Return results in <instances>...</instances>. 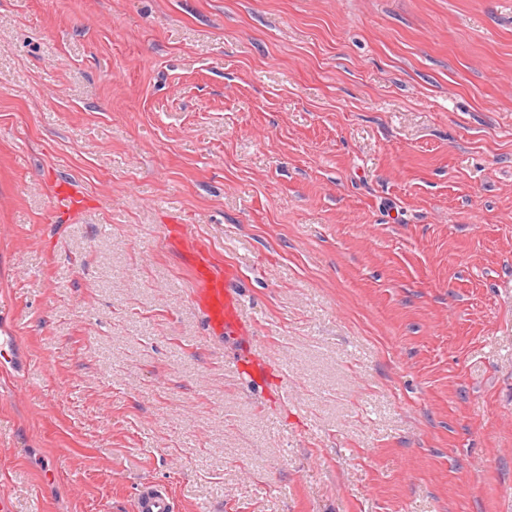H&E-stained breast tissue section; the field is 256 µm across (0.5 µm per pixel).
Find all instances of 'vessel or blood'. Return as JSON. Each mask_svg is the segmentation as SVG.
I'll use <instances>...</instances> for the list:
<instances>
[{
	"label": "vessel or blood",
	"instance_id": "vessel-or-blood-1",
	"mask_svg": "<svg viewBox=\"0 0 512 512\" xmlns=\"http://www.w3.org/2000/svg\"><path fill=\"white\" fill-rule=\"evenodd\" d=\"M176 235L186 245L187 261L193 270L197 287L193 302L205 313L213 331L230 336H247L251 326L242 314L241 299L234 286L238 276L232 265L217 267L207 248L195 244L187 227L177 226ZM17 349L14 337L0 329V364L11 368L14 378L24 372L17 366ZM134 512H176L172 491L161 483H143L136 490Z\"/></svg>",
	"mask_w": 512,
	"mask_h": 512
}]
</instances>
